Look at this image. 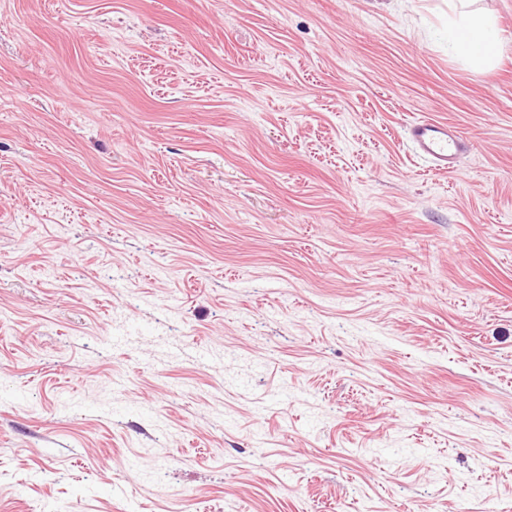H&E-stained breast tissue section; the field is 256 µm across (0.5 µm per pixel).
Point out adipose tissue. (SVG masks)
<instances>
[{"label": "adipose tissue", "mask_w": 512, "mask_h": 512, "mask_svg": "<svg viewBox=\"0 0 512 512\" xmlns=\"http://www.w3.org/2000/svg\"><path fill=\"white\" fill-rule=\"evenodd\" d=\"M474 0H456L448 18V43L475 65L489 62L495 55L499 31L490 17L472 7Z\"/></svg>", "instance_id": "1"}]
</instances>
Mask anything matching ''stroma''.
<instances>
[{
  "instance_id": "35a3bbf8",
  "label": "stroma",
  "mask_w": 512,
  "mask_h": 512,
  "mask_svg": "<svg viewBox=\"0 0 512 512\" xmlns=\"http://www.w3.org/2000/svg\"><path fill=\"white\" fill-rule=\"evenodd\" d=\"M475 6L489 66L448 0H0V512H512ZM456 1L454 14L448 16V44L474 65L489 62L495 55L499 31L490 17L468 10L474 0ZM414 152L443 172H455L461 165L464 143L447 123L421 120L407 129Z\"/></svg>"
}]
</instances>
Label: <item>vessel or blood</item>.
<instances>
[{"label": "vessel or blood", "instance_id": "1", "mask_svg": "<svg viewBox=\"0 0 512 512\" xmlns=\"http://www.w3.org/2000/svg\"><path fill=\"white\" fill-rule=\"evenodd\" d=\"M407 134L414 152L435 169L448 173L459 169L464 143L448 124L425 119L411 124Z\"/></svg>", "mask_w": 512, "mask_h": 512}]
</instances>
